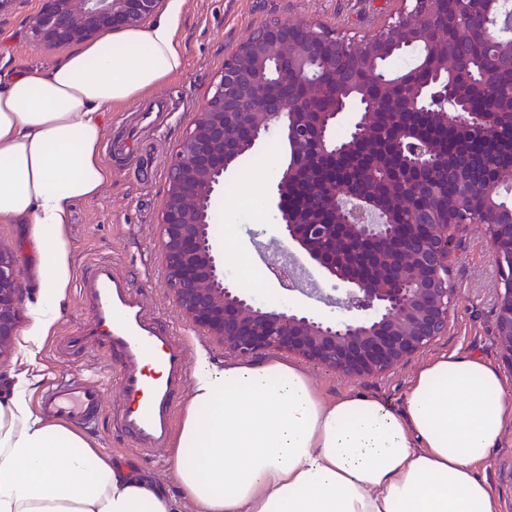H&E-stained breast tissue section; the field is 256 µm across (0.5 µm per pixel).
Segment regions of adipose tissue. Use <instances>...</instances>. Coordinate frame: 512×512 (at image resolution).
I'll return each instance as SVG.
<instances>
[{
    "label": "adipose tissue",
    "mask_w": 512,
    "mask_h": 512,
    "mask_svg": "<svg viewBox=\"0 0 512 512\" xmlns=\"http://www.w3.org/2000/svg\"><path fill=\"white\" fill-rule=\"evenodd\" d=\"M184 0L148 25L87 42L48 71L0 72V223L27 224L38 256L23 344L48 336L71 275V207L111 173L105 107L183 68ZM38 376L0 394V512H498L478 465L497 448L512 396L480 353L443 352L400 403L324 394L296 363L216 364L198 355L168 452L178 496L35 412Z\"/></svg>",
    "instance_id": "obj_1"
}]
</instances>
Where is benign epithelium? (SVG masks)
<instances>
[{"label": "benign epithelium", "instance_id": "7a95c632", "mask_svg": "<svg viewBox=\"0 0 512 512\" xmlns=\"http://www.w3.org/2000/svg\"><path fill=\"white\" fill-rule=\"evenodd\" d=\"M411 7L400 12L388 25L395 28L404 20L411 28H434L436 0H409ZM161 0H42L40 10L29 22L31 38L48 51L101 38L137 27L159 8ZM318 25L290 23L272 18L241 44L259 62L251 70L235 59L213 84L201 112L183 135L167 168V191L162 204L158 235L167 287L187 322L224 347V352L250 360L262 354L293 355L307 361L356 376H379L397 368L405 359L424 352L448 332L455 309V288L451 283L450 259L456 246V232L463 224H481L500 274L496 307L495 339L503 358L512 367V247H498L499 225L488 215H471L464 221L433 224L428 233L410 236L402 249L410 254L411 265L394 268L377 286L336 264V243L346 242L342 231L359 245L383 243L391 234L386 216L370 208L364 196L338 194L330 189L325 202L335 219L325 224H290L281 215L286 238L325 276L341 289L339 317L318 318L289 306L257 307L250 295L224 274L223 254L211 231V211L206 204L224 184V138L246 113L257 116L251 143L261 140L271 128L278 129L291 148L309 146L318 158L334 157L340 148L335 127L344 112L354 108L350 135L365 131V105L341 101L329 113L323 127L310 133L300 127L299 109L277 96L272 89L293 75L310 90L331 83L340 90L348 82L349 70L336 68V35L331 42H297L292 34L316 31ZM465 34L448 52L435 83L446 87L448 71L466 60ZM299 55L312 64L285 71L283 60ZM441 110L465 126L489 131L493 115L469 112L453 97H439ZM407 162L424 166L430 161L427 148L410 138L400 140ZM300 163L285 159L277 194L288 178L297 174ZM502 208L512 211V202L501 195V184L490 181L480 188ZM17 252L0 244V357L12 351L23 318ZM271 276L285 290L293 289L296 274L289 266H272Z\"/></svg>", "mask_w": 512, "mask_h": 512}]
</instances>
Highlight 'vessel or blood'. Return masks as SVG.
<instances>
[{
  "label": "vessel or blood",
  "mask_w": 512,
  "mask_h": 512,
  "mask_svg": "<svg viewBox=\"0 0 512 512\" xmlns=\"http://www.w3.org/2000/svg\"><path fill=\"white\" fill-rule=\"evenodd\" d=\"M88 316L63 336L58 350L83 356L103 349L112 357L120 399L112 410L113 426L143 452L165 448L174 428V403L184 387L190 359L184 337L165 324L156 307L140 293L116 262L91 264L78 284ZM157 374H150V367ZM42 406L65 420L96 424L102 394L91 382L60 380L48 388Z\"/></svg>",
  "instance_id": "vessel-or-blood-1"
}]
</instances>
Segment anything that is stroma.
<instances>
[{
  "label": "stroma",
  "instance_id": "obj_1",
  "mask_svg": "<svg viewBox=\"0 0 512 512\" xmlns=\"http://www.w3.org/2000/svg\"><path fill=\"white\" fill-rule=\"evenodd\" d=\"M41 5V0H16L10 11L0 14L1 71L45 70L61 58V51L45 50L28 36V21ZM402 8L401 0H184L177 31L184 66L157 89L107 107L102 158L112 176L98 196L73 204L70 222L64 227L73 266L60 318L40 346H18L0 359V390H7L12 376L22 371L40 376L36 387L40 393L62 378L100 379L104 383L106 408L98 426L89 431V438L114 462L152 476L170 495H177L178 488L168 470L167 452H140L112 430L110 407L118 397V389L108 356L98 351L86 358L73 359L54 352L55 342L88 315L78 296L76 281L93 261L112 259L141 288L163 319L187 339L193 352H205L218 363L227 361L222 346L186 322L165 282L158 218L167 189L170 157L195 120L225 60L271 17L319 23L334 30L337 36L357 42L394 22ZM158 98L172 102L171 117L159 131L142 133L137 154H126L123 142L128 123ZM287 152L286 143L273 131L229 168L227 188L216 195L213 214L215 236L226 259L224 269L236 273L233 257L246 256L252 275L240 279L239 284L247 288L256 306L285 303L320 317L334 318L340 314L336 305L307 290L286 292L275 281L259 274L263 255L285 245L279 232L275 189ZM0 243L17 250L18 278L24 293H31L37 257L25 225L0 223ZM450 278L456 291L455 312L447 335L438 338L428 352L414 355L394 371L376 377L347 375L309 363L305 369L311 379L331 396L359 391L376 393L397 403L428 356L458 350L481 353L504 370V378L512 386V372L505 371L494 340L498 275L482 225H470L460 233ZM477 472L487 481L499 512H512V422L508 423L499 448L479 465Z\"/></svg>",
  "mask_w": 512,
  "mask_h": 512
}]
</instances>
